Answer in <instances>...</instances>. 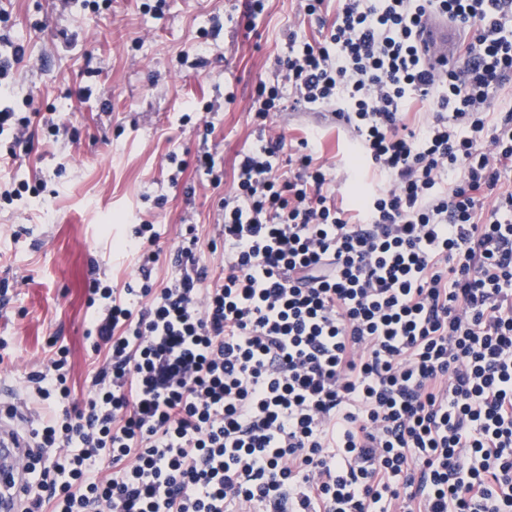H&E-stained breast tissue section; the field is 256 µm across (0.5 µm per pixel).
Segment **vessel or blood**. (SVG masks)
Segmentation results:
<instances>
[{
  "instance_id": "obj_1",
  "label": "vessel or blood",
  "mask_w": 512,
  "mask_h": 512,
  "mask_svg": "<svg viewBox=\"0 0 512 512\" xmlns=\"http://www.w3.org/2000/svg\"><path fill=\"white\" fill-rule=\"evenodd\" d=\"M422 40L429 64L441 69L453 58L457 31L447 22L433 20L426 26ZM24 416L13 393L0 395V512H19L23 505L22 495L28 484L25 458L32 446L29 436L19 427Z\"/></svg>"
}]
</instances>
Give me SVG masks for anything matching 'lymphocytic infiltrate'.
Listing matches in <instances>:
<instances>
[{"instance_id": "lymphocytic-infiltrate-1", "label": "lymphocytic infiltrate", "mask_w": 512, "mask_h": 512, "mask_svg": "<svg viewBox=\"0 0 512 512\" xmlns=\"http://www.w3.org/2000/svg\"><path fill=\"white\" fill-rule=\"evenodd\" d=\"M258 118L328 112L353 170L338 204L300 140L259 131L221 208L222 273L185 228L179 276L93 281L105 364L35 430L23 512H512V0H306ZM435 15L462 30L437 73ZM291 97H284V88ZM426 105L412 128V103ZM58 349L31 375L68 400Z\"/></svg>"}]
</instances>
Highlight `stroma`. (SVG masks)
<instances>
[{
    "instance_id": "1",
    "label": "stroma",
    "mask_w": 512,
    "mask_h": 512,
    "mask_svg": "<svg viewBox=\"0 0 512 512\" xmlns=\"http://www.w3.org/2000/svg\"><path fill=\"white\" fill-rule=\"evenodd\" d=\"M315 24L302 0H270L246 30L242 0H0V56L24 50L6 81L5 105L28 117L32 151L0 168V191L24 179L33 192L0 200V390L14 389L35 427L28 377L57 347L68 351L71 403H82L103 364L85 338L91 281L122 289L138 266L121 252L134 225L159 233L156 284L175 277L185 225L198 227L197 254L210 276L221 202L242 151L255 143L260 82L280 78L289 29ZM62 114L64 127L47 126ZM267 124L287 144L312 139L344 206L363 186L348 176V136L314 112H273ZM215 153L225 176L213 187L195 169Z\"/></svg>"
}]
</instances>
